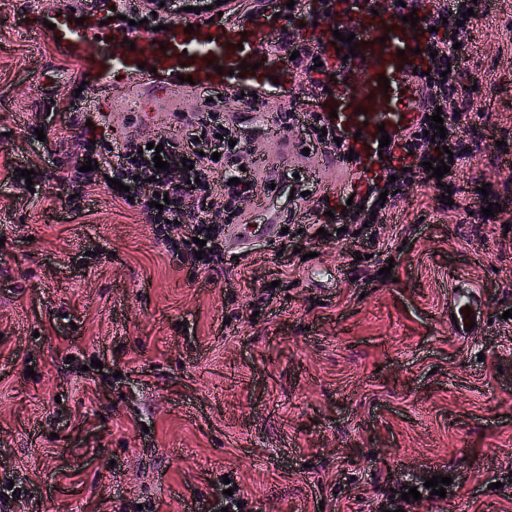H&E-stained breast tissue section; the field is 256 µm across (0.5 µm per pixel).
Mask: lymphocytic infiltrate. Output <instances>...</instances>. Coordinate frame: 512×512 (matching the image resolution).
<instances>
[{
    "mask_svg": "<svg viewBox=\"0 0 512 512\" xmlns=\"http://www.w3.org/2000/svg\"><path fill=\"white\" fill-rule=\"evenodd\" d=\"M459 40L456 31L431 34L428 44L436 56L429 61L428 74L419 78L421 118L396 143L398 149L410 152L411 161L404 168L388 166L385 176L374 180L367 193L348 206L347 223H386L400 193L425 187L434 197H441L444 187L455 186L467 169L470 150L450 138L433 140L424 135L432 127V115H441L448 128L461 117L456 107L460 52L455 44ZM274 47L295 53V60L289 63L290 70L307 76L302 92L312 101H319L325 87L313 77L317 56L314 47L293 34L287 42H275ZM240 101L237 93L214 97L185 123L180 136L163 138V150L159 153L148 149L146 141L132 136L124 140L116 161L112 162L99 152L97 141H86L85 154L98 167L80 173L79 178L89 187L108 177L121 180L125 189L115 192V199L140 208L156 238L166 245L173 265L188 264L204 273L222 270L224 255L217 249L215 240L223 235L225 225L241 221L245 214L243 204L255 195L258 185L251 140L243 136L244 126L239 117L229 114L232 105ZM444 145L451 150L453 162L449 173L436 180L429 177L423 163ZM157 155L165 160L175 155L184 157L189 167L181 177H172L168 171L155 168L153 158ZM224 167L234 170L235 184L219 178L218 173ZM159 194L169 198L160 210L152 206Z\"/></svg>",
    "mask_w": 512,
    "mask_h": 512,
    "instance_id": "1",
    "label": "lymphocytic infiltrate"
}]
</instances>
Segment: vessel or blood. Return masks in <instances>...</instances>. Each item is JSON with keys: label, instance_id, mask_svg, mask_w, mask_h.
I'll list each match as a JSON object with an SVG mask.
<instances>
[{"label": "vessel or blood", "instance_id": "vessel-or-blood-1", "mask_svg": "<svg viewBox=\"0 0 512 512\" xmlns=\"http://www.w3.org/2000/svg\"><path fill=\"white\" fill-rule=\"evenodd\" d=\"M371 8L370 0H336L334 16L317 26L295 29L297 36L316 45L324 67L338 76L320 104L323 114L333 115L346 149L353 152L352 159L335 160L340 183H327L321 191L335 206L346 195L365 192L372 179L382 174L381 133L398 138L419 118L415 73L426 68L422 49L429 36L424 0L377 14ZM277 10L276 0H270L265 12L249 23L204 20L191 32L186 20L173 19L162 34L140 28L131 33L129 43L116 45L96 9H88L79 25L69 9L60 8L56 0H45L34 27L60 54L108 85L132 88L160 76L171 80L175 94L194 96L227 84L262 89L269 86L271 77L286 72L283 56L270 49L279 28L269 17ZM412 13L420 18L414 27L403 21ZM338 32L354 33L357 52H350L348 43H335ZM453 301L459 331L467 333L469 322L481 318L480 296L473 287L463 285L455 288Z\"/></svg>", "mask_w": 512, "mask_h": 512}]
</instances>
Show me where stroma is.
<instances>
[{
	"mask_svg": "<svg viewBox=\"0 0 512 512\" xmlns=\"http://www.w3.org/2000/svg\"><path fill=\"white\" fill-rule=\"evenodd\" d=\"M41 6L0 0L7 512H222L229 483L247 512H512V0L463 37L480 134L452 204L408 191L353 238L316 230L315 191L311 227L251 233V275L228 251L194 280L140 210L60 181L84 151L72 107L102 86L29 28ZM305 131L254 143L285 216L308 182ZM483 173L500 193L490 224L475 215ZM284 262L292 277L274 281ZM460 284L483 306L467 336L450 319ZM412 487L421 501L402 500Z\"/></svg>",
	"mask_w": 512,
	"mask_h": 512,
	"instance_id": "35a3bbf8",
	"label": "stroma"
}]
</instances>
